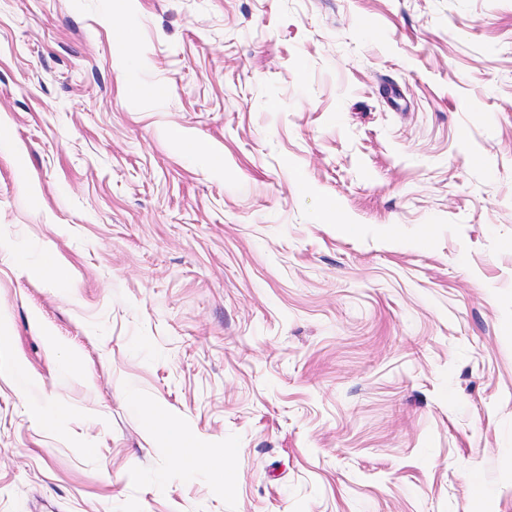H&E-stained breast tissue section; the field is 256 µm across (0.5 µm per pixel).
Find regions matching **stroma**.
<instances>
[{
	"mask_svg": "<svg viewBox=\"0 0 512 512\" xmlns=\"http://www.w3.org/2000/svg\"><path fill=\"white\" fill-rule=\"evenodd\" d=\"M0 512H512V0H0ZM170 432L173 441L178 445V447H183L175 449L182 454V457L185 460V462L192 466H201L207 462L209 448H203L202 446L187 444L185 440L182 438L180 430L175 425L170 426Z\"/></svg>",
	"mask_w": 512,
	"mask_h": 512,
	"instance_id": "1",
	"label": "stroma"
}]
</instances>
